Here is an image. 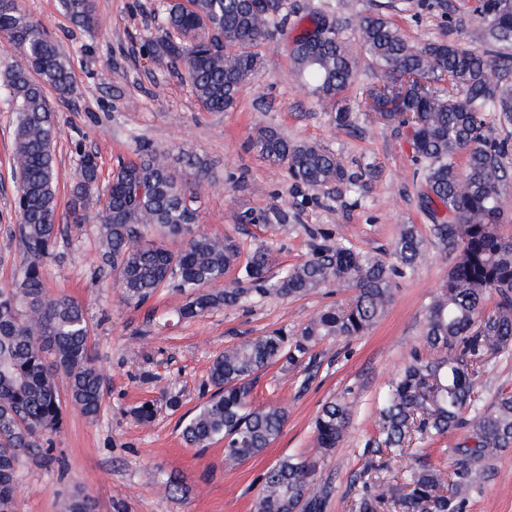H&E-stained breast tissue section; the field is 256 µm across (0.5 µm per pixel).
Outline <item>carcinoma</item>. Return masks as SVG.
<instances>
[{
    "label": "carcinoma",
    "mask_w": 512,
    "mask_h": 512,
    "mask_svg": "<svg viewBox=\"0 0 512 512\" xmlns=\"http://www.w3.org/2000/svg\"><path fill=\"white\" fill-rule=\"evenodd\" d=\"M59 2L73 25L95 27L93 0ZM271 2L266 8L251 0H165V37L146 50L162 49L201 106L221 112L259 65L258 48L288 21L285 0ZM478 12L489 50L453 43L418 48L385 13L354 19L382 86L411 74L433 85L429 94H415L407 104L421 113V123L409 126V134L416 160L424 163V206L435 221L433 237L455 252V260L427 309L422 336L430 355L414 358L377 394L365 466L349 477L350 485L360 488L351 512H380L387 504L394 512H463L476 465L512 447V392L489 406L475 394L481 370L512 348V240L497 229L505 143L483 134L486 112L501 127L512 125V0H480ZM0 37L25 60L0 76L15 113L16 232L25 254L17 280L0 287V512H13L22 460L55 461L50 435L62 427L66 406L96 419L106 380L92 351L84 307L45 287L44 263L54 256L60 232L59 128L46 90L71 92L70 63L18 0H0ZM291 59L302 85L322 102L338 105L336 126H349L350 112L339 106V97L354 81L353 57L339 20L315 17L312 27L293 39ZM252 144L269 162L287 166L297 182L355 185L332 152L292 140L273 126L259 127ZM142 152L140 161L112 171L104 195L95 156L80 153L72 189L70 223L100 225L102 261L116 274L126 300L141 304L161 288H175L188 295L178 317L191 320L236 306L253 293L302 296L340 285L353 291L349 300L322 309L297 333L274 329L214 358L208 378L212 393L184 419L181 438L189 448L224 442V465L234 467L263 452L288 419L283 405L253 402L259 374L277 363L285 369L309 366L322 341L363 335L391 303L394 279L421 261L424 241L415 225H403L394 246L398 264L389 265L338 240L318 246L310 259L283 268L273 280L267 276L271 249L254 248L241 265L232 239L197 225L195 201L205 177L186 185L165 153L149 146ZM151 227L181 240L182 247L173 252L161 241L146 242L143 230ZM234 266L239 273L227 284L225 275ZM219 282L224 288L206 290ZM131 414L144 425L152 423L155 401L139 404ZM351 416L345 399L323 404L314 420L321 453L345 439ZM459 429L465 436L450 441ZM432 444L454 458L452 474L432 460ZM395 465L399 477L372 478ZM332 492L330 480L316 477L315 463L287 455L263 474L254 509L324 512Z\"/></svg>",
    "instance_id": "obj_1"
}]
</instances>
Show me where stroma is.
<instances>
[{"instance_id":"obj_1","label":"stroma","mask_w":512,"mask_h":512,"mask_svg":"<svg viewBox=\"0 0 512 512\" xmlns=\"http://www.w3.org/2000/svg\"><path fill=\"white\" fill-rule=\"evenodd\" d=\"M476 3L448 0L441 14L420 7L418 0H288L283 34L261 47V64L233 107L209 112L168 57L145 51L147 42L163 36L159 0H94L98 26L92 33L73 26L58 0H19L57 42L73 71L71 95L47 94L60 128L55 146L60 221H67L73 206L70 187L80 152L95 155L106 179L118 164L138 160L147 144L168 153L182 182L206 176L209 186L197 202L200 225L211 235L231 237L242 254L261 244L272 249L271 274L310 259L328 236L391 263L400 228L412 224L426 248L422 262L398 279L391 304L364 335L329 338L315 348L320 367L306 390L298 388L299 368L284 371L274 365L258 376L256 403L286 406L288 420L261 454L229 468L223 443L199 450L186 447L180 435L183 415L209 395L213 359L269 330H300L320 310L346 298V291L321 288L296 298L254 295L180 322L174 314L186 301L184 293L163 288L143 304L125 301L113 277L97 273L96 225L65 229L46 266L45 284L85 307L107 382L95 420L67 409L54 437V463L31 458L22 464L14 512H63L76 493L90 498L94 512H253L262 474L278 459L300 453L315 462L318 477L333 481L325 512H349L354 492L348 479L364 464L375 397L421 349L427 307L454 262L453 253L443 252L431 234L421 198L423 166L415 159L408 128L369 107L364 90L376 78L353 30V16L384 9L416 45L479 48ZM315 13L338 18L351 44L355 83L347 93L352 125L346 130L336 128L330 106L318 103L291 74V41ZM261 124L336 154L358 175L356 186L318 188L294 181L286 168L270 165L252 149L250 140ZM13 129L14 114L0 92V285L15 280L24 262L14 236ZM246 211L271 220L242 222ZM278 211L287 212L286 222L274 221ZM503 391H512V351L501 354L476 383L475 392L487 405ZM166 392L178 395V407L166 405ZM334 397L354 401L355 409L343 443L323 455L314 444L313 420ZM150 399L157 402V414L143 425L130 410ZM170 475L179 479L182 492L163 489L160 479ZM465 512H512V449L481 462Z\"/></svg>"}]
</instances>
